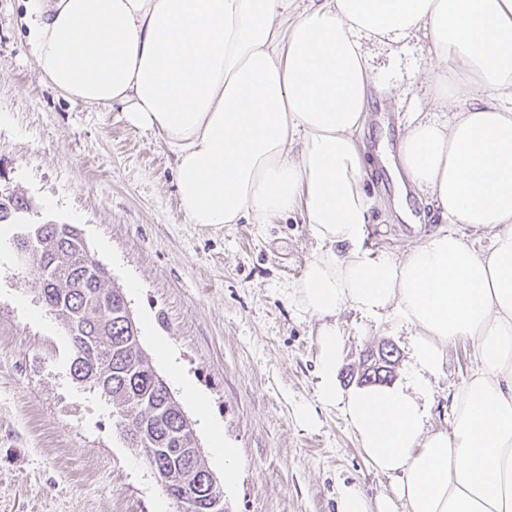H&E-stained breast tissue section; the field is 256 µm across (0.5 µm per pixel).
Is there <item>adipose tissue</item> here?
Instances as JSON below:
<instances>
[{
	"instance_id": "1",
	"label": "adipose tissue",
	"mask_w": 512,
	"mask_h": 512,
	"mask_svg": "<svg viewBox=\"0 0 512 512\" xmlns=\"http://www.w3.org/2000/svg\"><path fill=\"white\" fill-rule=\"evenodd\" d=\"M27 17L42 79L163 142L186 223L304 216L319 248L288 299L318 323L317 399L391 483L374 501L343 487L337 512H512V0H27ZM419 36L435 109L412 115L398 161L442 223L374 254L369 47ZM348 306L415 328L407 384L339 390ZM461 339L476 367L429 429L420 399Z\"/></svg>"
}]
</instances>
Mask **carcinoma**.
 <instances>
[{
  "label": "carcinoma",
  "instance_id": "carcinoma-1",
  "mask_svg": "<svg viewBox=\"0 0 512 512\" xmlns=\"http://www.w3.org/2000/svg\"><path fill=\"white\" fill-rule=\"evenodd\" d=\"M68 224H50L44 236L71 249V272L45 292L48 304L61 307L63 320L75 316L92 335L87 344H72L71 367L79 372L96 368L99 378L90 386L112 400V410H131L145 424L146 434L160 448H181V407L167 398V392L153 380L155 369L149 358L130 342V333L117 315L100 322L94 302L101 297H118L109 291L107 280L87 271L88 256L77 251L68 239Z\"/></svg>",
  "mask_w": 512,
  "mask_h": 512
}]
</instances>
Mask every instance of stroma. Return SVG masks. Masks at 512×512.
<instances>
[{"mask_svg": "<svg viewBox=\"0 0 512 512\" xmlns=\"http://www.w3.org/2000/svg\"><path fill=\"white\" fill-rule=\"evenodd\" d=\"M427 42L396 53L372 47V80L392 93L372 102L364 140L390 149L412 112H427ZM0 182L34 208L30 223L81 229L90 254L124 293L140 343L191 419L210 470L224 475L203 416L235 448L225 512H336L341 486L388 493L365 462L341 407L316 398L317 326L288 302L315 247L300 213L219 229L186 223L163 143L134 129L120 107L66 98L40 79L28 45L26 0H0ZM373 252L416 242L396 218L395 187L366 182ZM17 224L0 226V512H179L139 449L112 420V403L76 381L64 322L18 264ZM340 365L383 342L399 351L405 383L411 334L353 308L336 317ZM476 365L471 341L449 346L427 399L428 426H448L451 395ZM198 391L188 397L179 376ZM315 411L304 423V409Z\"/></svg>", "mask_w": 512, "mask_h": 512, "instance_id": "obj_1", "label": "stroma"}]
</instances>
